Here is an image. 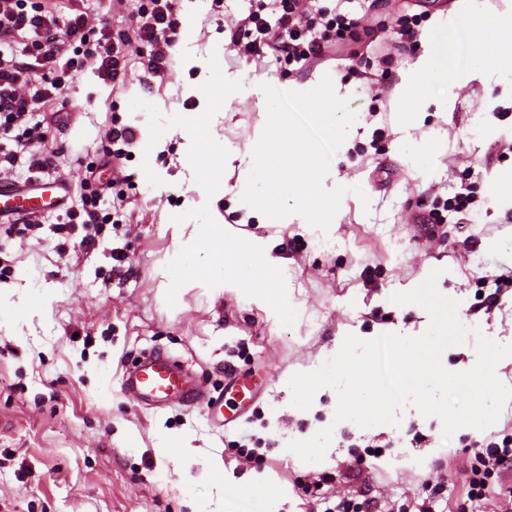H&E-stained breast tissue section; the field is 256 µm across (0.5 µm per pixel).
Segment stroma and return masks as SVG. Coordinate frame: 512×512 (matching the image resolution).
Listing matches in <instances>:
<instances>
[{
  "label": "stroma",
  "mask_w": 512,
  "mask_h": 512,
  "mask_svg": "<svg viewBox=\"0 0 512 512\" xmlns=\"http://www.w3.org/2000/svg\"><path fill=\"white\" fill-rule=\"evenodd\" d=\"M321 3L361 23L304 71L244 56L232 40L236 21L251 12L277 18L270 0H224L219 12L210 0H176L178 26L192 37L176 40L164 79H145L131 51L120 87L90 65L66 83L45 126L51 176L67 180L79 200L85 169L112 180L100 164L112 131H132L117 182L123 217L103 225L93 246L82 245L83 229L52 232L60 208L42 206L35 224L0 220V512H224L228 501L238 512H324L342 499L386 512H417L425 501L436 512H471L467 476L481 447L512 441V401L493 426L459 429L446 442L441 420L410 404L396 423L369 428L334 423L330 387L309 410L297 409L288 381L318 368L346 335L419 332L422 307L390 297L436 268L445 269L437 287L458 300L466 328L512 341V286L493 284L512 269V194L498 190L512 175V76L463 69L449 84L415 78L420 57L445 50L459 0ZM413 19L415 37L400 38L402 22ZM213 54L244 88L210 122L229 156L209 197L195 180L185 129L149 145L148 115L130 102L141 98L167 118L200 116ZM326 76L356 113L324 180L348 192L328 231L310 230L296 214L270 223L241 200L240 171L266 122L260 86L299 91ZM420 153L428 166L415 163ZM145 162L162 185L147 181ZM465 185L475 203L436 219ZM204 205L228 233L269 242L297 312L293 326L227 283L189 282L168 307L166 267L198 232L197 221L174 217ZM151 352L172 357L223 399L228 424L217 425L201 405L156 409L130 400L121 377ZM234 373L257 389L241 410L228 391ZM327 427L333 437L322 462L289 454V441ZM215 459L221 469H211Z\"/></svg>",
  "instance_id": "stroma-1"
}]
</instances>
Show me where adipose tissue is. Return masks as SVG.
<instances>
[{"label": "adipose tissue", "mask_w": 512, "mask_h": 512, "mask_svg": "<svg viewBox=\"0 0 512 512\" xmlns=\"http://www.w3.org/2000/svg\"><path fill=\"white\" fill-rule=\"evenodd\" d=\"M455 28L470 30L468 42L469 65L485 75L498 74L501 76L512 74V54L505 52V45L512 43V13L498 15L491 28L490 35L475 34V23L471 9L458 11L450 19Z\"/></svg>", "instance_id": "ef3b65f1"}]
</instances>
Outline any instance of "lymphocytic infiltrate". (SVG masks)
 Instances as JSON below:
<instances>
[{
    "mask_svg": "<svg viewBox=\"0 0 512 512\" xmlns=\"http://www.w3.org/2000/svg\"><path fill=\"white\" fill-rule=\"evenodd\" d=\"M298 5L299 0H280L282 13L273 23L253 13L242 18L237 29L245 39V54L268 53L305 68L351 36L360 24L359 19L330 18L320 10L302 14ZM131 20L116 43L109 20L101 19L99 28L91 29L78 0L63 5L58 0H0V132L15 135L14 148H0V174L12 172L21 160L36 178L53 169L38 114L65 83L64 76L55 72L57 65L66 64L73 73L90 64L102 79L117 84L126 72L124 47L135 41L149 50L146 75L164 76L177 29L174 0H149ZM26 33L34 36L31 45L18 47V36ZM511 464L512 448L486 446L479 454L478 467L471 470L469 500H483L487 478Z\"/></svg>",
    "mask_w": 512,
    "mask_h": 512,
    "instance_id": "1",
    "label": "lymphocytic infiltrate"
}]
</instances>
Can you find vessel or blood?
Instances as JSON below:
<instances>
[{
    "label": "vessel or blood",
    "instance_id": "obj_1",
    "mask_svg": "<svg viewBox=\"0 0 512 512\" xmlns=\"http://www.w3.org/2000/svg\"><path fill=\"white\" fill-rule=\"evenodd\" d=\"M24 192L10 189L0 182V217L11 215L19 218L37 216L34 206H23ZM123 389L137 401H147L163 408L175 400L189 396L196 403L205 405L212 418L223 417L221 405L199 389L188 387L182 381L180 372L172 365L168 357L155 353L144 358L133 369L126 372Z\"/></svg>",
    "mask_w": 512,
    "mask_h": 512
}]
</instances>
